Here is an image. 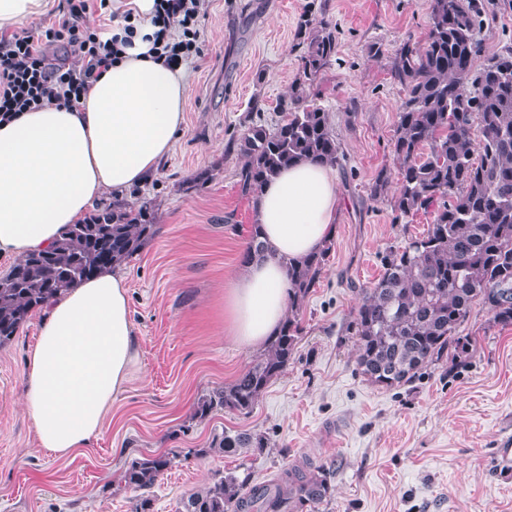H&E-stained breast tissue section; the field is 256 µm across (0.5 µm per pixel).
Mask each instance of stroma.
<instances>
[{"label":"stroma","instance_id":"obj_1","mask_svg":"<svg viewBox=\"0 0 512 512\" xmlns=\"http://www.w3.org/2000/svg\"><path fill=\"white\" fill-rule=\"evenodd\" d=\"M481 57L512 48V0H479ZM200 52L185 60L190 94L184 132L152 179L124 192L151 200L158 232L121 265L139 360L83 453L37 448L23 409L27 356L41 312L0 347V512H133L139 492L120 477L132 459L164 454L167 470L147 494L152 512L227 473L268 484L306 462L329 468L332 495L307 512H512V327L489 326L474 305L461 330L478 337L468 362L429 366L405 386L372 385L356 363L355 313L389 247L421 235L433 216H396L393 153L405 95L391 76L396 50L423 40L430 0H200ZM337 31L336 54L315 82L344 160L334 167L340 203L324 272L304 300L294 359L246 415L200 419L199 398L232 382L256 353L224 332V285L237 275L254 222L230 141L261 94L266 122L301 67L296 26L306 11ZM382 46L381 55L368 51ZM209 175L205 183L195 177ZM382 194H374L379 175ZM262 433L261 455L210 451L227 431Z\"/></svg>","mask_w":512,"mask_h":512}]
</instances>
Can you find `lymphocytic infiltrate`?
Returning a JSON list of instances; mask_svg holds the SVG:
<instances>
[{
    "label": "lymphocytic infiltrate",
    "instance_id": "lymphocytic-infiltrate-1",
    "mask_svg": "<svg viewBox=\"0 0 512 512\" xmlns=\"http://www.w3.org/2000/svg\"><path fill=\"white\" fill-rule=\"evenodd\" d=\"M90 0H67V10L46 30L25 28L0 38V118L39 108L56 100L67 107L79 105L87 89L118 54V39L104 40L83 28L81 20ZM199 0H157L153 24H169L178 19V37L157 47L159 58L170 66L179 65L198 52L200 31L195 23ZM65 44V59L49 62L42 46L48 42Z\"/></svg>",
    "mask_w": 512,
    "mask_h": 512
}]
</instances>
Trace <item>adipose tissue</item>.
<instances>
[{
  "label": "adipose tissue",
  "instance_id": "ef3b65f1",
  "mask_svg": "<svg viewBox=\"0 0 512 512\" xmlns=\"http://www.w3.org/2000/svg\"><path fill=\"white\" fill-rule=\"evenodd\" d=\"M138 21L129 46L73 110L47 103L0 123V255L55 243L108 191L143 185L172 154L190 85L157 60L155 0H113ZM339 193L328 165L290 166L252 199L268 250L224 289L230 336L264 348L288 315L287 266L320 250L335 230ZM138 359L127 286L115 270L51 301L25 374L24 411L38 447L76 455L97 439Z\"/></svg>",
  "mask_w": 512,
  "mask_h": 512
}]
</instances>
